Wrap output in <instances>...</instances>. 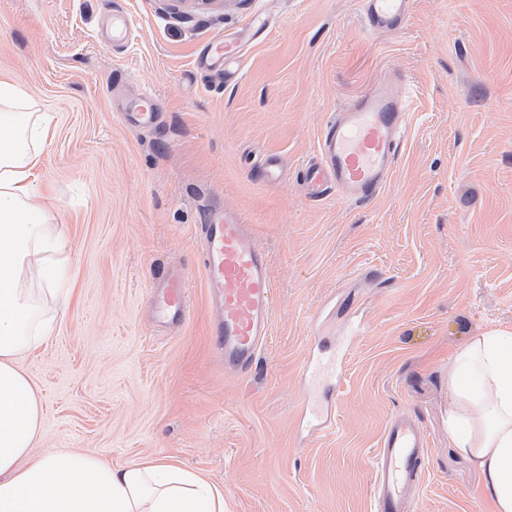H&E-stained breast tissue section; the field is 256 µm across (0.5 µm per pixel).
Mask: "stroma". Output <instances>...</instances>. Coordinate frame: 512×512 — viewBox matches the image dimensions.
<instances>
[{
    "label": "stroma",
    "instance_id": "obj_1",
    "mask_svg": "<svg viewBox=\"0 0 512 512\" xmlns=\"http://www.w3.org/2000/svg\"><path fill=\"white\" fill-rule=\"evenodd\" d=\"M134 23L116 45L113 11ZM266 29L241 76H212L207 42ZM412 113L391 178L367 202L308 199L321 127L388 68ZM0 79L54 125L40 180L72 259V294L19 367L45 410L39 454L123 467L167 457L224 489L227 512H372L389 417L427 443L418 512H488L482 479L448 440V366L472 337L512 329V0H414L397 30L360 0H223L184 17L164 0H0ZM163 126L127 125L135 93ZM281 183L259 175L267 155ZM237 212L268 253L270 336L242 377L210 351L195 244L205 207ZM191 278L189 316L157 326L158 269ZM355 332L331 423L297 434L307 355Z\"/></svg>",
    "mask_w": 512,
    "mask_h": 512
}]
</instances>
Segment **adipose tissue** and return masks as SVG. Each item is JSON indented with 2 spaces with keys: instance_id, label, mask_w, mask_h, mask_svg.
<instances>
[{
  "instance_id": "1",
  "label": "adipose tissue",
  "mask_w": 512,
  "mask_h": 512,
  "mask_svg": "<svg viewBox=\"0 0 512 512\" xmlns=\"http://www.w3.org/2000/svg\"><path fill=\"white\" fill-rule=\"evenodd\" d=\"M50 123L0 79V512H224L222 487L165 461L115 468L88 453L32 451L43 409L17 360L50 330L43 298L58 312L70 297L71 259L38 181ZM448 391L451 447L473 462L494 512H512V332L463 347Z\"/></svg>"
}]
</instances>
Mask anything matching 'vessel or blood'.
<instances>
[{
	"mask_svg": "<svg viewBox=\"0 0 512 512\" xmlns=\"http://www.w3.org/2000/svg\"><path fill=\"white\" fill-rule=\"evenodd\" d=\"M413 0H361L368 30L383 33L408 17ZM400 70L372 84L333 113L322 129L319 156L305 167L303 184L314 199L337 193L346 200L373 198L394 170L407 128L409 101L399 89ZM158 101L151 92L131 98L124 119L140 129L155 128ZM201 268L217 307L209 336L212 351L226 369L243 373L254 364L270 334L274 283L270 260L249 225L235 213L208 209L199 226ZM153 294L157 318L179 323L186 316L190 288L184 272L157 273ZM342 354L321 362H305L301 370L314 387L335 389L341 381ZM426 448L419 426L409 417H390L375 454L371 486L374 512H417L414 488L425 476Z\"/></svg>",
	"mask_w": 512,
	"mask_h": 512,
	"instance_id": "obj_1",
	"label": "vessel or blood"
}]
</instances>
